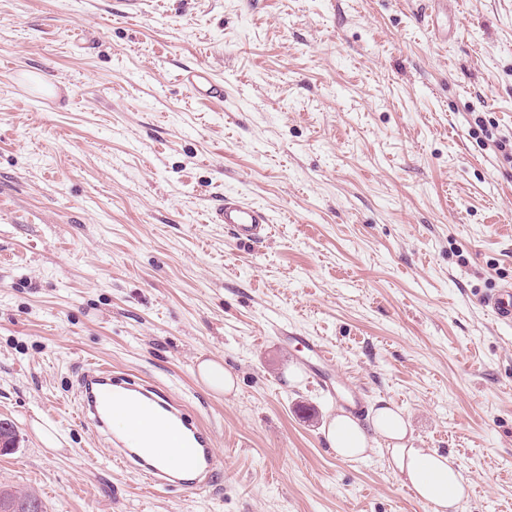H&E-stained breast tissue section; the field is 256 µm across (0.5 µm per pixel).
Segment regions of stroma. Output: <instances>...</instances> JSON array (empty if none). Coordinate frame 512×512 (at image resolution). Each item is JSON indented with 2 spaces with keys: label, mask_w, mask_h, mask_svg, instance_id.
Listing matches in <instances>:
<instances>
[{
  "label": "stroma",
  "mask_w": 512,
  "mask_h": 512,
  "mask_svg": "<svg viewBox=\"0 0 512 512\" xmlns=\"http://www.w3.org/2000/svg\"><path fill=\"white\" fill-rule=\"evenodd\" d=\"M0 0V488L44 512H429L384 439L336 457L338 414L286 334L365 407L451 453L457 512H512V0ZM205 67L223 101L176 80ZM271 218L236 242L210 215ZM148 378L211 432L202 493L152 491L79 419L88 359ZM221 361L230 393L193 370ZM56 425L57 448L33 422ZM215 224H224L227 233L240 243H258L264 238L270 224L267 211L241 201L236 196H224L214 215ZM484 306L492 313L496 321L512 324V283L496 289L483 298ZM285 338L295 344V348L299 352L304 353L301 357V363L307 369L309 375L332 401L336 400L337 402V390L335 391L331 378L321 370V366L332 362V352L311 336H285Z\"/></svg>",
  "instance_id": "35a3bbf8"
}]
</instances>
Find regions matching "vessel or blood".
I'll list each match as a JSON object with an SVG mask.
<instances>
[{
  "mask_svg": "<svg viewBox=\"0 0 512 512\" xmlns=\"http://www.w3.org/2000/svg\"><path fill=\"white\" fill-rule=\"evenodd\" d=\"M180 79L198 97L219 99L224 95L223 86L208 70L188 69ZM214 221L224 225L237 242L258 243L268 231L270 217L265 209L228 196L216 210ZM483 304L496 321L512 324V283L486 295ZM292 342L301 352V362L309 375L330 399H337L331 378L322 371L324 365L332 362V352L310 336H296ZM80 385L79 416L107 437L108 457L115 466L137 469L147 485L156 489L202 491L217 482L219 464L209 431L155 382L118 374L110 364L94 360L84 366ZM119 414L132 420L157 415L177 433V445L142 447L134 445L130 438L113 435L112 418Z\"/></svg>",
  "mask_w": 512,
  "mask_h": 512,
  "instance_id": "b4317fda",
  "label": "vessel or blood"
}]
</instances>
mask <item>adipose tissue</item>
<instances>
[{
    "label": "adipose tissue",
    "instance_id": "adipose-tissue-1",
    "mask_svg": "<svg viewBox=\"0 0 512 512\" xmlns=\"http://www.w3.org/2000/svg\"><path fill=\"white\" fill-rule=\"evenodd\" d=\"M409 422L390 407L376 409L368 423L336 415L326 427L330 448L337 457L356 459L365 455L376 437H384L395 469L406 486L431 512H455L467 495V486L453 457L439 451L410 445Z\"/></svg>",
    "mask_w": 512,
    "mask_h": 512
}]
</instances>
